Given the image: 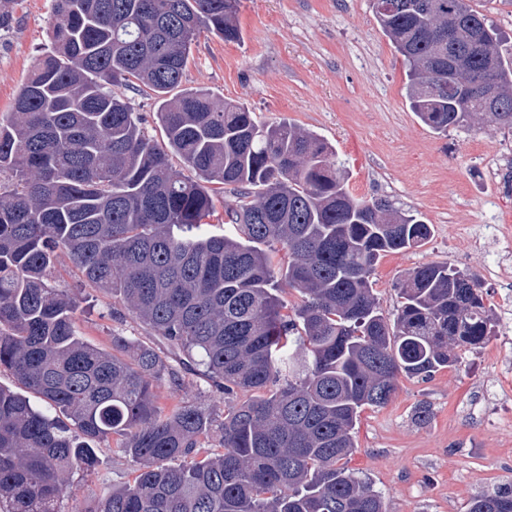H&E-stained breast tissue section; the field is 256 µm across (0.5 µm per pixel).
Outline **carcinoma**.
Instances as JSON below:
<instances>
[{"instance_id": "obj_1", "label": "carcinoma", "mask_w": 512, "mask_h": 512, "mask_svg": "<svg viewBox=\"0 0 512 512\" xmlns=\"http://www.w3.org/2000/svg\"><path fill=\"white\" fill-rule=\"evenodd\" d=\"M12 3L0 0L1 32ZM240 7L53 0L50 50L0 116V371L24 389L0 386V512H60L67 475L92 469L109 437L137 469L95 512H385L340 464L360 414L493 333L480 279L448 263L414 268L386 315L378 261L432 225L354 197L319 135L183 87L202 33L241 41ZM373 11L424 125L512 128V50L471 0ZM119 86L155 98L163 144ZM63 255L152 340L84 339L76 299L51 284ZM190 376L224 395L223 420L160 404L157 384ZM467 512H512V483Z\"/></svg>"}]
</instances>
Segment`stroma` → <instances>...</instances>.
Wrapping results in <instances>:
<instances>
[{"label":"stroma","instance_id":"obj_1","mask_svg":"<svg viewBox=\"0 0 512 512\" xmlns=\"http://www.w3.org/2000/svg\"><path fill=\"white\" fill-rule=\"evenodd\" d=\"M16 23L0 36V113L47 42L50 0H16ZM241 43L202 34L183 84L249 106L262 120L287 121L324 137L336 150L349 191L384 197L434 227L418 249L391 252L372 278L381 308L395 312L402 280L413 268L447 262L476 273L494 310L512 300V280L490 277L512 265V130L492 122L438 135L409 108L402 58L375 20L372 0H242ZM57 285L80 300L77 322L89 342L110 348L113 333L141 335L132 316L115 320L112 296L82 288L68 259ZM512 319L496 324L488 343L462 352L455 368L431 378L399 377L392 401L364 410L346 468L382 493L387 512H465L471 498L512 483V426L491 414L483 386L512 387ZM163 405L199 402L224 413L222 394L189 380L159 385ZM430 410L417 417L419 406ZM92 471L68 477L62 512H93L98 500L128 481L135 464L114 441L96 444Z\"/></svg>","mask_w":512,"mask_h":512}]
</instances>
